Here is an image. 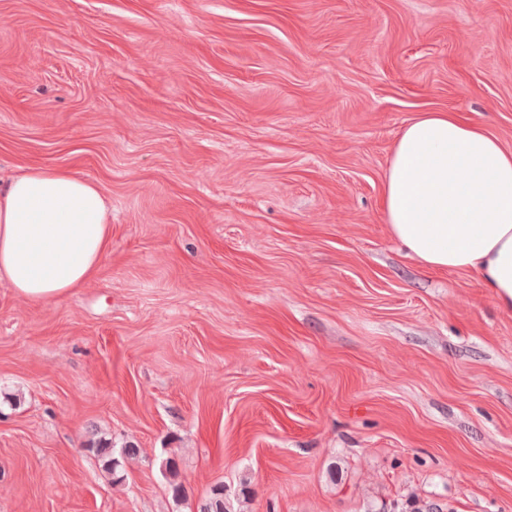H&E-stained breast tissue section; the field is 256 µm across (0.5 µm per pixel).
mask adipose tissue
Masks as SVG:
<instances>
[{
    "label": "adipose tissue",
    "mask_w": 512,
    "mask_h": 512,
    "mask_svg": "<svg viewBox=\"0 0 512 512\" xmlns=\"http://www.w3.org/2000/svg\"><path fill=\"white\" fill-rule=\"evenodd\" d=\"M384 221L429 269L476 272L512 310V149L447 112L399 134L384 181ZM109 212L99 186L30 167L0 184V282L37 303L87 282L103 261Z\"/></svg>",
    "instance_id": "obj_1"
}]
</instances>
